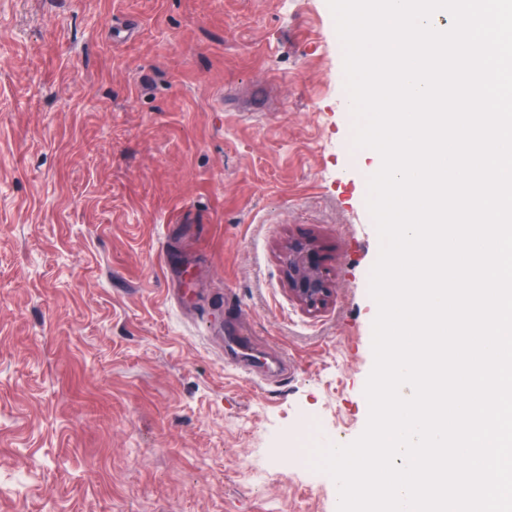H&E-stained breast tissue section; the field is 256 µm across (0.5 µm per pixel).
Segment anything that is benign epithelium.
<instances>
[{
    "label": "benign epithelium",
    "instance_id": "obj_1",
    "mask_svg": "<svg viewBox=\"0 0 512 512\" xmlns=\"http://www.w3.org/2000/svg\"><path fill=\"white\" fill-rule=\"evenodd\" d=\"M283 264L288 293L306 311H320L332 295L325 276L319 247L310 237L288 239L284 247Z\"/></svg>",
    "mask_w": 512,
    "mask_h": 512
}]
</instances>
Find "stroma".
<instances>
[{"mask_svg":"<svg viewBox=\"0 0 512 512\" xmlns=\"http://www.w3.org/2000/svg\"><path fill=\"white\" fill-rule=\"evenodd\" d=\"M343 58L327 0H0V512H336L287 456L368 419ZM283 264L288 293L305 311H320L333 291L323 271L320 250L315 241L310 237L288 239Z\"/></svg>","mask_w":512,"mask_h":512,"instance_id":"obj_1","label":"stroma"}]
</instances>
